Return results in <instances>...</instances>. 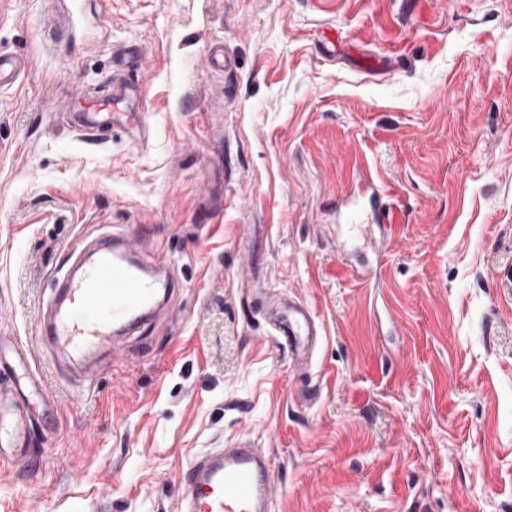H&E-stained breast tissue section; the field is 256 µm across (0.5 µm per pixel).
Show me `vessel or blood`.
<instances>
[{
  "instance_id": "b4317fda",
  "label": "vessel or blood",
  "mask_w": 512,
  "mask_h": 512,
  "mask_svg": "<svg viewBox=\"0 0 512 512\" xmlns=\"http://www.w3.org/2000/svg\"><path fill=\"white\" fill-rule=\"evenodd\" d=\"M125 96V88L117 87L109 97L90 100L78 131L101 133L106 114ZM370 191L374 204L368 222L394 223L385 189L374 185ZM177 287L169 265L146 255L128 234L104 231L72 266L57 271L49 314L41 318L36 333L49 355H66L89 380L97 373L94 353L116 347L159 311V291L170 294ZM263 311L271 334L298 353H305L320 332L315 314L303 301L270 296ZM28 418L25 402L0 386L1 461L23 455ZM178 480V512H266L273 489L267 453L242 440L194 457Z\"/></svg>"
}]
</instances>
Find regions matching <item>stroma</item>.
I'll return each instance as SVG.
<instances>
[{
  "instance_id": "stroma-1",
  "label": "stroma",
  "mask_w": 512,
  "mask_h": 512,
  "mask_svg": "<svg viewBox=\"0 0 512 512\" xmlns=\"http://www.w3.org/2000/svg\"><path fill=\"white\" fill-rule=\"evenodd\" d=\"M0 51L28 61L0 86V336L58 398L0 512H174L181 468L241 437L270 512H512V0H0ZM116 82L134 119L75 132ZM362 165L389 238L344 224ZM98 224L181 286L82 396L35 325ZM256 266L317 315L307 366ZM368 179V186L372 193L374 201L371 211L367 215V222L374 224H394L395 223V212L394 210L384 201L387 197L386 190L382 187H378L372 179Z\"/></svg>"
}]
</instances>
